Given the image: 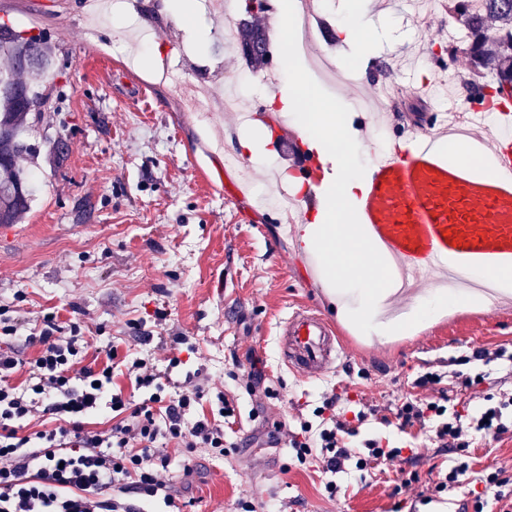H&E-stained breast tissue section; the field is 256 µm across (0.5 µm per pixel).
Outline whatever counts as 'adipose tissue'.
<instances>
[{
	"label": "adipose tissue",
	"instance_id": "1",
	"mask_svg": "<svg viewBox=\"0 0 512 512\" xmlns=\"http://www.w3.org/2000/svg\"><path fill=\"white\" fill-rule=\"evenodd\" d=\"M282 100L302 106L298 127L321 170L318 193L322 202L302 227L304 249L321 259L330 287L353 281L365 290V305L355 316L370 322L388 294L389 271L382 258L366 246L353 219L364 184L356 169L358 150L345 135L348 115L296 74L289 77Z\"/></svg>",
	"mask_w": 512,
	"mask_h": 512
}]
</instances>
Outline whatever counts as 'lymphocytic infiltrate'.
<instances>
[{"mask_svg":"<svg viewBox=\"0 0 512 512\" xmlns=\"http://www.w3.org/2000/svg\"><path fill=\"white\" fill-rule=\"evenodd\" d=\"M24 341L39 346L40 354L21 387L10 381L19 365L13 348L0 347V512H133L132 496L162 500L172 512L177 502L164 476L174 464L156 451V443L173 440L182 448L223 451L224 419L235 414L224 394L216 396V412L190 418L202 391L166 397L159 373L146 359L136 358L125 364L128 376L150 396L135 404L112 386L117 350H109L103 362L85 364L87 342L74 333L61 335L50 317ZM77 363L82 370L74 377L70 369ZM339 401L338 394L326 395L315 410L318 425L304 421L299 430L286 431L285 443L298 462L311 459L322 473L337 474L351 464L363 471L401 456V448L376 440L350 449L348 440L366 416L360 412L347 420L337 409ZM104 408L115 414L116 423L103 431L88 428L86 417ZM509 408L512 394L468 417L418 398L404 402L397 418L400 429L430 428L438 447L454 451L465 431L503 432L502 416ZM37 414L51 416L54 426L22 433L24 421Z\"/></svg>","mask_w":512,"mask_h":512,"instance_id":"obj_1","label":"lymphocytic infiltrate"}]
</instances>
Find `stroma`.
<instances>
[{"label": "stroma", "mask_w": 512, "mask_h": 512, "mask_svg": "<svg viewBox=\"0 0 512 512\" xmlns=\"http://www.w3.org/2000/svg\"><path fill=\"white\" fill-rule=\"evenodd\" d=\"M316 2L321 31L308 50L340 56L336 22L348 4ZM224 3L223 20L200 10L185 24L167 14L163 0H146L157 13L143 22L152 34L146 45L122 37L120 26L97 24L84 0H0L1 21L44 34L61 59L41 87L42 119L27 135L39 189L30 211L0 234V311L32 329L54 316L62 327L77 326L91 348L148 358L175 384L195 379L208 398L223 393L232 400L224 455L173 441L161 447L189 462L188 472L173 477L184 512H242L245 501L256 512H395L400 505L456 512L457 502L470 507L478 500L485 512H497L482 482L443 492L435 485L446 468L467 459L474 471H502L512 492V414L498 437L472 434L468 448L442 452L428 433L401 432L396 409L416 397L443 396L448 408L473 414L488 398L512 392V286L498 303H456L392 336L349 321L340 306L358 302L356 286L337 298L297 236L283 233L275 211L228 191L242 173L225 167L224 155L243 154L246 140L262 145L259 155L244 154L254 186L276 172L300 193L297 169L308 150L294 124L272 133L251 120L241 140L214 152L212 140L234 117L214 112L195 121L182 112L174 85L154 77L181 46L191 73L245 71L238 53H212L225 26L242 16L243 0ZM366 22L373 52L350 64L352 81L317 88L347 112L361 167L384 143L410 138L413 107L438 120L414 87L450 71L459 81L449 97L464 98L471 71L468 56L448 40L464 27L443 5L421 23L407 0H371ZM116 40L122 50L114 56ZM59 138L69 145L60 162L53 148ZM273 249L279 259L270 258ZM301 304L331 315L346 345L335 372L316 380L282 365L277 343L278 321ZM498 349L506 358L479 360V352ZM253 367L274 398L249 394L245 379L231 376ZM430 372L440 383L420 386ZM331 392L340 394L341 410L368 414L351 446L386 439L412 450L400 463L336 474L333 498L324 476L273 444L276 423L311 419Z\"/></svg>", "instance_id": "35a3bbf8"}]
</instances>
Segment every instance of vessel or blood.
Segmentation results:
<instances>
[{
  "label": "vessel or blood",
  "instance_id": "obj_1",
  "mask_svg": "<svg viewBox=\"0 0 512 512\" xmlns=\"http://www.w3.org/2000/svg\"><path fill=\"white\" fill-rule=\"evenodd\" d=\"M438 128L417 135V146L374 157L355 209L365 239L411 282L434 281L448 268L512 266V148L496 142L497 174L471 177L441 161ZM281 357L302 379L334 372L345 350L335 321L299 306L278 325Z\"/></svg>",
  "mask_w": 512,
  "mask_h": 512
}]
</instances>
